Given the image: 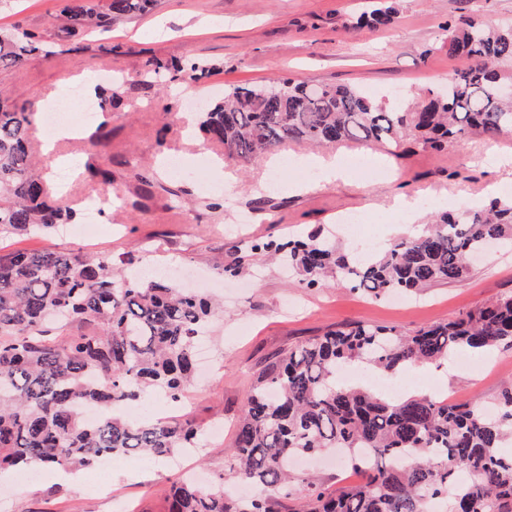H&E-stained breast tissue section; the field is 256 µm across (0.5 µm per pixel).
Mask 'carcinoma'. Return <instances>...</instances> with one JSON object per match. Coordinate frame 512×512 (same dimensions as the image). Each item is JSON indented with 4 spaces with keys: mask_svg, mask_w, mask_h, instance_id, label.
I'll return each mask as SVG.
<instances>
[{
    "mask_svg": "<svg viewBox=\"0 0 512 512\" xmlns=\"http://www.w3.org/2000/svg\"><path fill=\"white\" fill-rule=\"evenodd\" d=\"M153 0H67L62 40L118 19L144 14ZM397 15L395 0H377L353 28H380ZM448 54L468 60L446 90L429 88L400 109L386 96L348 85L310 84L274 77L259 87L237 86L204 114L208 139L224 157L248 163L290 142L313 147L344 141H394L443 150L462 136L512 134V85L501 65L512 63V24L492 28L473 14L443 28ZM55 54L32 31H0V66L29 55ZM197 82L205 66L155 63L143 74L165 85L171 73ZM33 109L0 96V237L44 233L72 218L48 202L49 189L33 173L28 131ZM102 203L112 170L88 165ZM494 241L512 248V196L442 213L416 235L362 259L333 245L323 229L304 240L256 243L297 269L308 287L328 278L347 281L376 299L410 294L469 276L470 258ZM212 303L188 289L120 274L99 256L64 249L0 253V470L94 467L103 456L138 453L165 458L195 448L188 423L135 422L112 407L149 390L179 400L192 375L195 344L209 330ZM77 324L82 331L63 335ZM512 347V293L454 320L412 334L359 323L308 339L269 363L247 395L231 451V474L259 495L246 501L224 493V482L201 488L180 479L168 512H512V387L495 413L428 396L389 399L362 386L339 385L336 373L359 362L396 377L419 363L446 360L458 349L490 353ZM88 406L102 408L94 422ZM340 449L363 480L329 493L313 475L300 477L288 459ZM306 495L293 505L296 481Z\"/></svg>",
    "mask_w": 512,
    "mask_h": 512,
    "instance_id": "1",
    "label": "carcinoma"
}]
</instances>
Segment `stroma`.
<instances>
[{"label": "stroma", "instance_id": "1", "mask_svg": "<svg viewBox=\"0 0 512 512\" xmlns=\"http://www.w3.org/2000/svg\"><path fill=\"white\" fill-rule=\"evenodd\" d=\"M368 0H155L144 14L116 21L108 34L87 32L70 40V52L32 55L19 66L0 69V89L17 105L34 107L29 130L33 171L48 183L53 198L87 221L86 200L98 186L89 176L59 187L53 156L88 160L83 135L96 124L73 113L81 137L57 142L46 155L43 112L62 97L81 71H109L116 106L104 152L112 159V191L118 208L97 214L100 232L91 238L56 231L0 239L4 251L66 248L111 256L114 267L133 259L139 270L170 278L175 285L223 299L224 312L212 320L209 374H198L181 402L167 403L161 416L190 421L201 433L224 424V437L204 452L180 456L177 464L138 466L137 456L113 458L107 476L82 469L68 477L40 472L38 479L16 483L0 477V512H113V497L128 512H166L167 498L182 469L214 479L229 472V450L246 397L261 370L277 355L325 332L363 321L410 333L441 323L477 305L512 292V252H495L459 282L427 288L420 296L377 300L331 282L309 288L299 275L285 272L258 242L305 236L313 227L334 232L339 248L369 245L382 252L400 233L393 199L419 197L430 204L421 222L460 202L485 201L491 184L512 182V172L492 167L488 156L512 149V135L489 139L468 134L434 151L418 149L388 158L387 177L348 170L343 179L307 193L251 189L265 171L263 159L236 166L237 181L227 185L216 172L205 180L191 171L224 154L206 142L202 114L224 99L233 86L261 84L277 75L315 83L350 85L384 94L413 96L438 85L463 68L461 59L441 49L443 27L476 10L488 24L512 22V0H399L388 27L352 31ZM64 0H0V27L41 33L54 41L64 23ZM165 64L201 61L208 74L195 103L142 82L150 60ZM178 158L182 176L171 175L164 157ZM223 208H213L214 200ZM364 212L373 221L361 225L358 238L336 231L339 216ZM244 256L253 275L238 278L216 269L218 259ZM409 395L425 394L455 402L491 405L512 386V349L481 356L459 350L442 365H414L402 374Z\"/></svg>", "mask_w": 512, "mask_h": 512}]
</instances>
